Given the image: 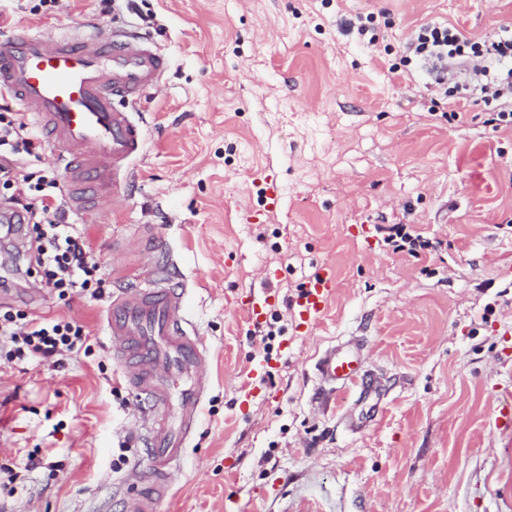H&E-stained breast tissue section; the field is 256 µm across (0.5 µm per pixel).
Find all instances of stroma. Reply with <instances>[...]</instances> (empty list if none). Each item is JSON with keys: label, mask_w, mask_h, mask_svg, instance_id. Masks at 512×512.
Segmentation results:
<instances>
[{"label": "stroma", "mask_w": 512, "mask_h": 512, "mask_svg": "<svg viewBox=\"0 0 512 512\" xmlns=\"http://www.w3.org/2000/svg\"><path fill=\"white\" fill-rule=\"evenodd\" d=\"M84 0L17 11V30L117 28L169 58L135 110L146 144L117 205L71 213L106 298L61 300L34 281L0 305L83 326L90 354L16 366L0 350L5 512H123L146 465L144 404L103 332L111 296L162 260L188 290L211 361L199 425L158 512H512V127L470 101L450 116L426 66L401 68L409 31L438 21L474 41L512 26V0ZM375 13L367 38L343 19ZM281 186L268 206L264 175ZM430 243L393 251L387 229ZM335 275L310 331L286 301ZM271 292L260 322L241 305ZM268 340H261V333ZM355 336L384 385L359 432L357 390L318 393L315 363ZM137 442H122L128 432ZM42 468L26 470L29 453Z\"/></svg>", "instance_id": "stroma-1"}]
</instances>
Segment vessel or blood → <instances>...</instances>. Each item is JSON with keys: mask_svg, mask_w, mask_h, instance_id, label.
<instances>
[{"mask_svg": "<svg viewBox=\"0 0 512 512\" xmlns=\"http://www.w3.org/2000/svg\"><path fill=\"white\" fill-rule=\"evenodd\" d=\"M168 68L153 42L118 32L53 37L24 30L0 50V94H9L59 149L76 209L101 206L116 191L127 164L144 147L142 126L125 104L137 103ZM335 287L323 272L291 303L299 329L322 316ZM105 334L129 387L147 401L149 464L135 471L140 494L125 512H155L167 495L175 463L195 431L209 367L206 348L186 317V293L160 271L146 287L112 298ZM321 391L359 388L370 396L362 346L349 339L318 359Z\"/></svg>", "mask_w": 512, "mask_h": 512, "instance_id": "obj_1", "label": "vessel or blood"}]
</instances>
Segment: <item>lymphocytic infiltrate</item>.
I'll list each match as a JSON object with an SVG mask.
<instances>
[{
    "label": "lymphocytic infiltrate",
    "instance_id": "f902f5d3",
    "mask_svg": "<svg viewBox=\"0 0 512 512\" xmlns=\"http://www.w3.org/2000/svg\"><path fill=\"white\" fill-rule=\"evenodd\" d=\"M406 51L428 63L433 90L449 97L451 107L471 98L492 106L498 122L512 124V30L474 43L456 27L427 22L409 34ZM38 145L28 119L0 108V189L15 222L0 224V241L13 257L14 279L36 277L42 287L66 296L81 290L98 299L104 280L98 257L82 229L69 222L64 189L55 173L38 175L28 165ZM0 344L19 364L45 361L60 367L65 356L91 352L82 326L57 316L0 311Z\"/></svg>",
    "mask_w": 512,
    "mask_h": 512
}]
</instances>
